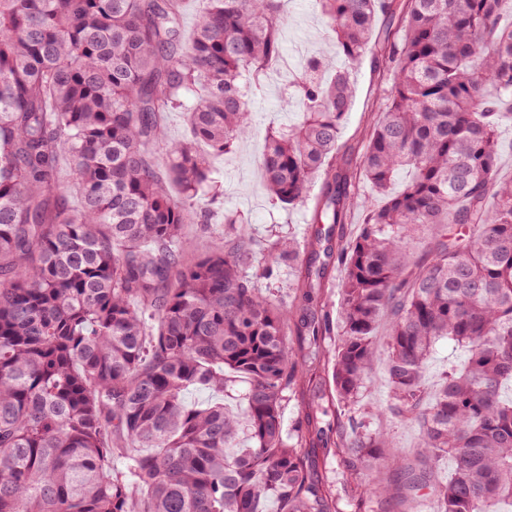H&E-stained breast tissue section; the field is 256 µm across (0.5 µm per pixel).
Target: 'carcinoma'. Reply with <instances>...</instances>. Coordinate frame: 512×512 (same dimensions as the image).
I'll return each mask as SVG.
<instances>
[{"instance_id": "obj_1", "label": "carcinoma", "mask_w": 512, "mask_h": 512, "mask_svg": "<svg viewBox=\"0 0 512 512\" xmlns=\"http://www.w3.org/2000/svg\"><path fill=\"white\" fill-rule=\"evenodd\" d=\"M286 2L199 0L187 35L185 0H0V512H266L270 498L279 512H334L305 460L312 431L291 442L282 419L306 366L289 331L314 356L333 331L329 314L297 321L294 309L318 307L333 265L328 397L349 430L328 445L356 471L357 496L374 512L424 490L434 512H512V179L499 177L512 0H317L344 65L327 82L314 56L285 81L301 120L271 127L260 161L283 205L322 177L325 228L292 307L249 270L272 275L296 243L257 252L240 215L216 233L208 210L222 194L210 162L250 135L251 99L282 57ZM369 52L390 67L359 164L377 199L362 201L337 156L350 69ZM178 110L189 135L162 169L151 146ZM354 209L359 233L335 235ZM194 219L209 245L190 256ZM421 230L424 261L411 248ZM441 339L466 362L431 394ZM380 361L386 412L421 436L415 461L394 457L390 486L388 433L352 417ZM237 380L240 417L222 399L186 401ZM243 425L249 444L231 452ZM442 458L454 465L444 479ZM340 276V269L335 265V267L331 270L329 279L326 282L324 288L325 307L330 312V316L332 317L335 325L334 335L326 336L325 339V349L328 352L332 351L338 339L336 333V308L338 306L337 284Z\"/></svg>"}]
</instances>
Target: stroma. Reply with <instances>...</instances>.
<instances>
[{
  "instance_id": "1",
  "label": "stroma",
  "mask_w": 512,
  "mask_h": 512,
  "mask_svg": "<svg viewBox=\"0 0 512 512\" xmlns=\"http://www.w3.org/2000/svg\"><path fill=\"white\" fill-rule=\"evenodd\" d=\"M285 57L294 66L316 53H325L329 65L339 62L336 40L331 35L327 22L315 0H288L285 6V27L283 30ZM356 85V94L351 103L339 145L350 164H358V150L369 129L374 111L381 104L384 87L382 75L370 59H363L351 72ZM281 78L269 74L264 92L256 99V113L249 138L240 142L228 159H217L215 167L220 171L224 185V197L213 206V225H221L225 213L235 212L248 220L246 230L262 249L292 240L298 245V261H305L307 243L315 235L317 226L312 218L321 190L320 182H313L303 203L282 208L268 197L264 179L259 167L261 150L269 127L279 123H294L298 113L282 111ZM332 384L330 372L323 366H316L315 374L302 377L290 390L282 403L283 429L286 436H296L307 427L323 429L328 438L336 436V420L333 416L322 415L318 397L327 392ZM390 401L385 365H377L372 375L371 389L360 396L356 415L363 431L376 433L388 431L392 446L387 457L404 455L414 458L420 436L417 428L384 416L383 411ZM307 463L319 482L331 486L336 494V512H357L351 498L356 482L339 458L328 453L321 442L306 447Z\"/></svg>"
}]
</instances>
